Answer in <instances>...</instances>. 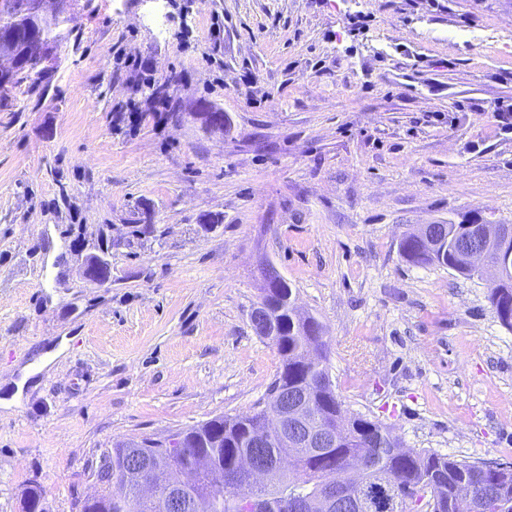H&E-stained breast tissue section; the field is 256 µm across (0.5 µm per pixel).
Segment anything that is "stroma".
Listing matches in <instances>:
<instances>
[{
    "label": "stroma",
    "mask_w": 512,
    "mask_h": 512,
    "mask_svg": "<svg viewBox=\"0 0 512 512\" xmlns=\"http://www.w3.org/2000/svg\"><path fill=\"white\" fill-rule=\"evenodd\" d=\"M68 28L0 100V512L33 485L77 512L113 442L251 413L269 264L350 411L512 461V331L484 281L398 249L512 224V0H78ZM73 224L108 228L111 284L63 259Z\"/></svg>",
    "instance_id": "obj_1"
}]
</instances>
